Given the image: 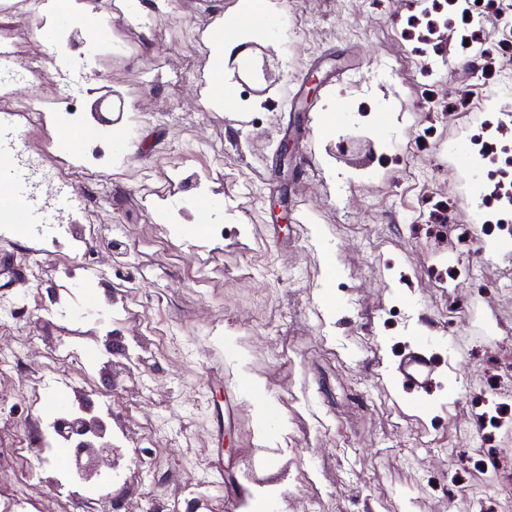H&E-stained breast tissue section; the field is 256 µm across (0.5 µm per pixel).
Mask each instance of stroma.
<instances>
[{"label":"stroma","instance_id":"35a3bbf8","mask_svg":"<svg viewBox=\"0 0 512 512\" xmlns=\"http://www.w3.org/2000/svg\"><path fill=\"white\" fill-rule=\"evenodd\" d=\"M68 2L57 0L52 32L13 55L12 101L36 97L59 112L89 105L94 85L124 109L105 147L107 191L79 178L69 186L74 199L95 192L97 239L41 256V279L0 298V310L16 312L0 324V448L26 447L28 420L51 402L19 381L12 360L42 368L66 330L90 334L86 303L112 289L155 362L142 374L115 362L88 392L112 396L129 441L142 442L141 422L156 426L149 453L169 473L145 492L129 457L117 459L134 487L120 512L209 484L211 512H255L265 499L277 512H469L476 493L485 512H500L512 499V430L481 415L493 393L512 409L500 377L512 348H486L491 328L512 333V257L490 252L497 231L477 223L475 179L454 151L494 120L489 97L512 72L500 0L478 6L490 51L480 71L448 0H430L448 19L441 78L412 25L421 0H272L274 27L248 42L246 61L226 64L229 106L206 94L218 64L211 38L240 0H175L155 15L145 6L146 27L115 0H86L76 66L62 77L51 45L70 27ZM32 57L43 61L35 86L24 76ZM338 111L341 121L325 123ZM78 140L50 120L17 145L37 158L53 141L76 161ZM177 170L217 174L223 240L187 189L173 191L185 224L152 213ZM441 253L478 277L459 281L438 265ZM62 266L75 278L58 282ZM58 287L73 298L64 314L45 298ZM425 326L443 349L415 388L399 368ZM248 377L260 396L245 395L218 424L227 382Z\"/></svg>","mask_w":512,"mask_h":512}]
</instances>
